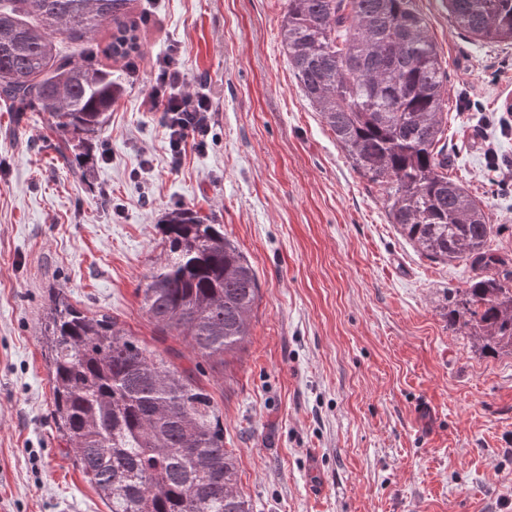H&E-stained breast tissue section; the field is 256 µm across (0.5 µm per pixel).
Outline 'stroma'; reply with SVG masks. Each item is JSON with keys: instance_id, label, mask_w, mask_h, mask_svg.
Instances as JSON below:
<instances>
[{"instance_id": "35a3bbf8", "label": "stroma", "mask_w": 512, "mask_h": 512, "mask_svg": "<svg viewBox=\"0 0 512 512\" xmlns=\"http://www.w3.org/2000/svg\"><path fill=\"white\" fill-rule=\"evenodd\" d=\"M286 0H133L136 73L72 170L37 113L0 104V512H107L53 420V293L105 314L197 378L224 418L252 512H512V350L448 329L468 262L430 261L390 224L302 96L281 43ZM417 7L448 70V174L484 207L512 268V46ZM179 57L209 97L204 150L172 167L142 98ZM189 208L223 225L257 273L251 335L225 363L160 336L139 286L166 257L160 223Z\"/></svg>"}]
</instances>
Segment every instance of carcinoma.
Here are the masks:
<instances>
[{"label": "carcinoma", "instance_id": "obj_1", "mask_svg": "<svg viewBox=\"0 0 512 512\" xmlns=\"http://www.w3.org/2000/svg\"><path fill=\"white\" fill-rule=\"evenodd\" d=\"M132 0H0V101L41 114L61 159L99 135L123 86L89 62L112 23V57L139 48ZM454 30L512 42V0H442ZM300 91L356 172L384 188L390 223L434 262L479 273L449 297L448 329L512 348V270L488 250L482 204L448 178L447 71L416 0H287L280 24ZM167 258L137 289L158 333L224 359L250 336L256 272L191 209L161 228ZM48 330L52 417L109 512H250L223 415L194 371L142 346L116 319L57 292Z\"/></svg>", "mask_w": 512, "mask_h": 512}]
</instances>
